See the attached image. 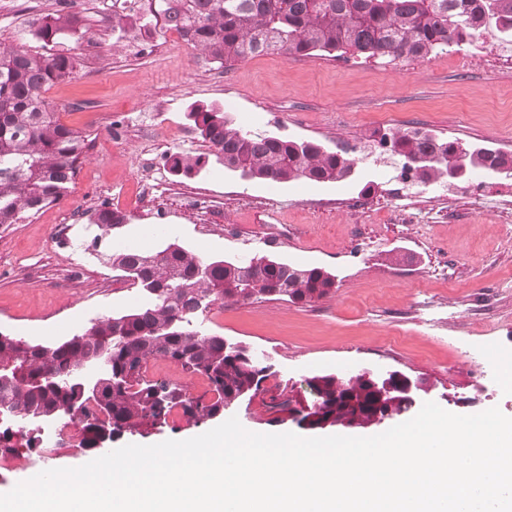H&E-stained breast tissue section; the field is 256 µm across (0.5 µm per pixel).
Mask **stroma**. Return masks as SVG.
Instances as JSON below:
<instances>
[{"mask_svg": "<svg viewBox=\"0 0 512 512\" xmlns=\"http://www.w3.org/2000/svg\"><path fill=\"white\" fill-rule=\"evenodd\" d=\"M68 2L94 41L61 43L78 68L45 96L63 122L87 131L89 145L67 196L0 225L1 333L51 346L135 304L138 292L88 248L96 232L89 217L105 202L128 217L113 234L116 247L148 233L152 248L177 242L208 261L268 255L335 275L333 292L313 303L253 298L215 304L196 319L203 333L246 344L270 367L259 391L224 411L248 431L299 433L280 403L309 399L313 375L362 370L424 381L420 404L460 415L496 407L512 417V382L502 372L512 359V203L487 202L512 180L480 173L454 184L405 183L398 157L379 148L384 133L423 128L512 155V65L499 59L506 42L487 34L393 62L268 54L225 69L174 31L152 49L131 37L114 41L112 0ZM60 8L59 0H0V47L38 50L33 22ZM194 103L219 105L259 132L368 153L356 158L355 180L338 184L242 181L213 162L179 178L151 141L208 154L185 118ZM154 171L160 185L146 203L142 185ZM210 426L176 409L166 424L111 446L194 437ZM10 431L27 463L0 468L2 489L90 457L58 448L68 432L55 419Z\"/></svg>", "mask_w": 512, "mask_h": 512, "instance_id": "obj_1", "label": "stroma"}]
</instances>
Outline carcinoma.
<instances>
[{"instance_id": "cac0c4a2", "label": "carcinoma", "mask_w": 512, "mask_h": 512, "mask_svg": "<svg viewBox=\"0 0 512 512\" xmlns=\"http://www.w3.org/2000/svg\"><path fill=\"white\" fill-rule=\"evenodd\" d=\"M154 16L129 9L112 14V35L148 30L153 17L220 66L260 54L312 56L340 51L392 61L442 53L494 30L512 38V0H155ZM88 30L78 16L43 18L34 36L47 47ZM77 59L65 53L0 49V224H17L64 197L88 148V135L62 123L45 98L47 87L73 78ZM191 126L210 147L209 156L173 153L176 176L199 173L209 160L229 171L246 170L251 180L342 183L356 158L342 148L274 133H257L217 107L194 106ZM381 146L418 169L423 182L448 178L460 164L470 173L501 166L512 155L465 145L421 128L385 134ZM127 223L106 206L93 217L97 245ZM112 270L148 297L126 314L99 319L76 338L54 347L0 339V405L20 423L35 417L78 414L79 447L93 451L125 432L166 421L173 409L189 422L224 414L257 392L270 366L257 362L248 346L190 328L191 319L218 301L275 297L313 303L336 288V276L319 267H298L258 256L205 261L177 243L157 250L118 248ZM150 357L169 360L205 377L214 398L194 397L176 384L142 378ZM312 395L301 420L311 429L365 427L401 415L414 399L395 387L382 393L361 375L318 374L307 380Z\"/></svg>"}]
</instances>
